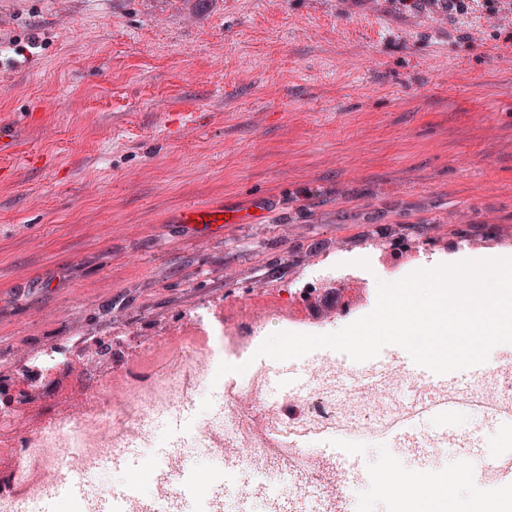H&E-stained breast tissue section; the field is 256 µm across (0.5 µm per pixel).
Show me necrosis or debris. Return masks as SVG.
Segmentation results:
<instances>
[{"label": "necrosis or debris", "instance_id": "necrosis-or-debris-1", "mask_svg": "<svg viewBox=\"0 0 512 512\" xmlns=\"http://www.w3.org/2000/svg\"><path fill=\"white\" fill-rule=\"evenodd\" d=\"M302 299L301 291L281 288L271 301L254 304L253 314L236 312L226 318L201 308L189 324L138 337L141 349L179 340L182 354L166 365L116 368L111 357L101 354L98 339L78 361L68 344L22 357L21 377L34 395L24 401L0 398V512H39L48 493L68 474L82 481L86 492L67 502L65 512H96L107 494L97 480L100 460L119 448L157 447L153 420L175 413L181 402L197 403L201 387L213 382L220 363H245L269 325L299 332V325L289 324L288 314ZM71 362L82 374L98 379L99 387L76 393L64 387L49 398L37 397L42 377ZM313 376L306 410L297 418L284 415L280 405L268 402L254 386L230 395L220 415L202 408L199 423L182 439L187 454L201 450L213 458L228 448L257 451L287 427L312 433L341 427L384 433L404 411L400 401L381 394L367 397L343 391L333 365L315 366ZM127 391L133 395L129 404L123 399ZM454 399L465 411L492 405L512 415V372H493ZM333 470V460L312 456L305 448H287L265 456L245 494L260 506L279 486L286 494L316 502L319 512H339L346 492L331 481ZM180 501L178 488L151 478L137 492L129 512H173Z\"/></svg>", "mask_w": 512, "mask_h": 512}]
</instances>
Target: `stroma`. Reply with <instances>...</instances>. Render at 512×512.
Wrapping results in <instances>:
<instances>
[{
  "instance_id": "obj_1",
  "label": "stroma",
  "mask_w": 512,
  "mask_h": 512,
  "mask_svg": "<svg viewBox=\"0 0 512 512\" xmlns=\"http://www.w3.org/2000/svg\"><path fill=\"white\" fill-rule=\"evenodd\" d=\"M0 371L337 263L512 258V15L395 0H0ZM258 204L253 224L181 209Z\"/></svg>"
}]
</instances>
